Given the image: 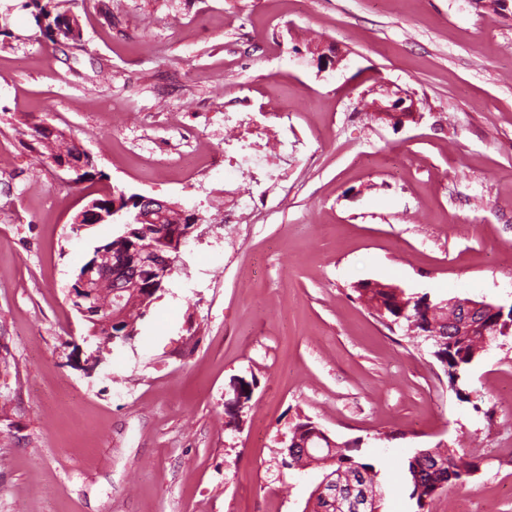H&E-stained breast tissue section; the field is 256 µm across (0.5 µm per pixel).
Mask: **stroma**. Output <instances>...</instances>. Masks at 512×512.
Returning a JSON list of instances; mask_svg holds the SVG:
<instances>
[{"label": "stroma", "mask_w": 512, "mask_h": 512, "mask_svg": "<svg viewBox=\"0 0 512 512\" xmlns=\"http://www.w3.org/2000/svg\"><path fill=\"white\" fill-rule=\"evenodd\" d=\"M0 17V512H311L287 469L307 416L379 470L382 512H416L407 462L445 443L479 469L432 512H512V335L460 401L427 344L357 300L372 280L512 305V12L474 0H60L79 41ZM283 43L282 56L248 41ZM404 92L410 117L374 111ZM302 117L288 181L224 225L226 103ZM124 116L112 128L113 113ZM65 130L100 176L37 166L25 121ZM195 156L193 178L155 164ZM119 187L178 203L190 237L137 335L98 340L68 289L118 224L75 226ZM251 388L239 427L225 404Z\"/></svg>", "instance_id": "1"}]
</instances>
